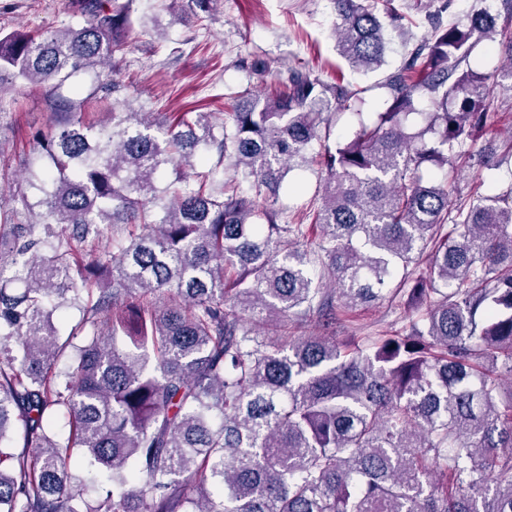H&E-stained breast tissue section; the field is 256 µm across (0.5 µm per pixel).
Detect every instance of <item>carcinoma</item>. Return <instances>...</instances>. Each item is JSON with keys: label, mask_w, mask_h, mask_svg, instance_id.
Segmentation results:
<instances>
[{"label": "carcinoma", "mask_w": 512, "mask_h": 512, "mask_svg": "<svg viewBox=\"0 0 512 512\" xmlns=\"http://www.w3.org/2000/svg\"><path fill=\"white\" fill-rule=\"evenodd\" d=\"M132 3L70 0L74 23L0 36V85L46 87L51 115L16 183L28 218L0 203V512H512V184L453 206L424 177L473 152L487 98L512 92V39L506 71L481 73L466 59L496 42L488 15L435 25L386 78L387 111L332 146L329 99L357 92L294 68L224 122L117 111L104 71L125 64ZM332 5L339 54L380 66L376 0ZM91 104L108 123L79 120ZM311 162L322 204L291 224L276 197ZM402 294L407 328L278 341L290 319L329 325L337 299ZM79 302L82 341L61 343L53 316ZM94 471L112 487L88 504Z\"/></svg>", "instance_id": "carcinoma-1"}]
</instances>
